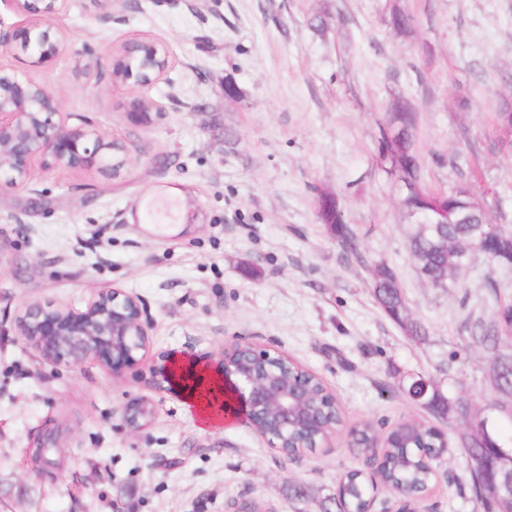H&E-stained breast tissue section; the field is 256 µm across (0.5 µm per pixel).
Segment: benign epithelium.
<instances>
[{
	"label": "benign epithelium",
	"mask_w": 512,
	"mask_h": 512,
	"mask_svg": "<svg viewBox=\"0 0 512 512\" xmlns=\"http://www.w3.org/2000/svg\"><path fill=\"white\" fill-rule=\"evenodd\" d=\"M27 20L10 34H0V45L38 65H49L71 52L68 39L51 30L46 20L66 8L67 0H11ZM169 68L167 50L153 39L133 38L112 56L109 80L138 91L127 104L130 121L139 122L161 106L147 95ZM112 154V171L127 162L129 150L86 119L63 111L61 98L50 88L31 81L17 70L0 69V188H13L29 180L32 166L90 170ZM18 333L51 363L79 365L89 358L102 363L115 376L136 365L149 347L150 322L141 300L119 288L101 291L84 311L33 303L16 324ZM265 363L268 375L256 383L229 365L242 348ZM282 353L250 343L239 344L210 362L189 351L161 352L153 368V383L161 391L183 394L210 390L209 399L224 408L226 418L243 419L258 435L278 449L288 447L293 429L312 423L309 410L296 407L304 386L283 391L276 374ZM448 423L459 433H472L492 446L496 478L492 494L504 509L512 508V440L471 413L468 400H449ZM151 413L146 400L129 403L124 419L133 429Z\"/></svg>",
	"instance_id": "7a95c632"
}]
</instances>
